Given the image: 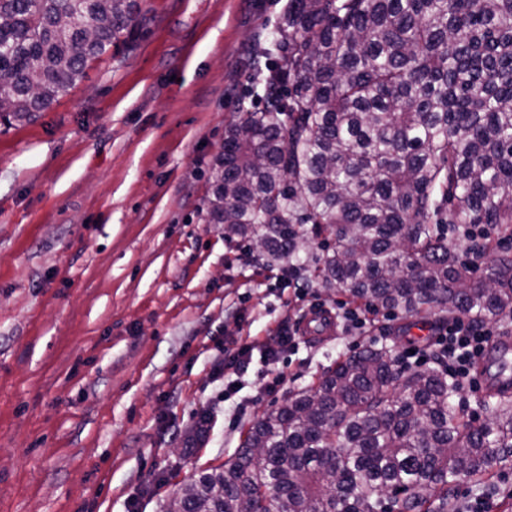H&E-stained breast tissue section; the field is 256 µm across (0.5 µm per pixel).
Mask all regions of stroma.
Wrapping results in <instances>:
<instances>
[{
	"instance_id": "stroma-1",
	"label": "stroma",
	"mask_w": 512,
	"mask_h": 512,
	"mask_svg": "<svg viewBox=\"0 0 512 512\" xmlns=\"http://www.w3.org/2000/svg\"><path fill=\"white\" fill-rule=\"evenodd\" d=\"M139 4L133 52L0 123V512H165L283 396L363 347L426 344L438 325L398 313L382 334L300 337L276 366L280 392L251 369L221 399V344H273L301 307L286 263L205 219L245 50L288 0Z\"/></svg>"
}]
</instances>
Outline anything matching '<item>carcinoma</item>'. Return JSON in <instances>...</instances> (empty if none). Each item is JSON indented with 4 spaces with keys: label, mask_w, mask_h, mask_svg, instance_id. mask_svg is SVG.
Here are the masks:
<instances>
[{
    "label": "carcinoma",
    "mask_w": 512,
    "mask_h": 512,
    "mask_svg": "<svg viewBox=\"0 0 512 512\" xmlns=\"http://www.w3.org/2000/svg\"><path fill=\"white\" fill-rule=\"evenodd\" d=\"M136 0H0V116L41 112L121 43ZM206 220L274 261L328 233L321 287L407 317L512 315V255L485 274L450 224L512 230V0H288L245 61ZM438 368L364 347L244 431L166 512H445L512 458V395L483 426Z\"/></svg>",
    "instance_id": "carcinoma-1"
}]
</instances>
